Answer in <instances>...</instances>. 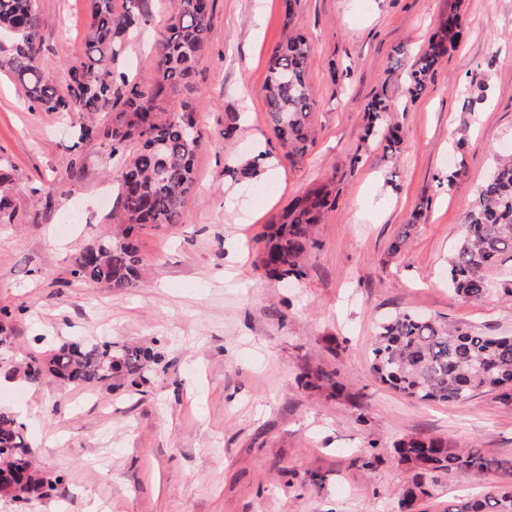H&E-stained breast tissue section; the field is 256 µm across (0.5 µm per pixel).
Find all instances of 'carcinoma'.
<instances>
[{
    "instance_id": "1",
    "label": "carcinoma",
    "mask_w": 512,
    "mask_h": 512,
    "mask_svg": "<svg viewBox=\"0 0 512 512\" xmlns=\"http://www.w3.org/2000/svg\"><path fill=\"white\" fill-rule=\"evenodd\" d=\"M144 0H90V22L84 40V58L67 67L66 91L36 66L40 52L41 17L35 0H0V32L18 42L8 66L28 100L43 112H67L86 118L79 126L81 140L100 139L119 157V209L112 215L120 229L100 236L73 260L71 277L92 281L114 291L139 286L141 260L138 233L179 222L194 184V162L202 144L196 129V104L177 108L162 98L190 87L207 42L213 14L212 0H173L166 32L156 45L155 60L140 81L114 77L112 65L121 54L129 31L145 17ZM461 30L458 19L448 18L410 73L407 89L415 99L427 80L454 47ZM311 56L307 40L292 33L273 50L264 85V101L281 155L294 162L313 142L309 117L313 102L305 74ZM394 104L386 94L376 95L368 107L370 136L379 129L383 150L392 157L401 151L399 128L387 123ZM100 114L112 115L97 120ZM272 153L262 150L232 172L253 178ZM8 170L0 166V223L10 224ZM336 199L315 188L293 200L267 225L257 239V268L269 279L283 281L305 275L303 260L316 246L315 225ZM512 255V156L498 159L477 188L448 257V287L464 300L479 301L489 292L487 270L505 255ZM12 312L0 307V372L17 374L31 385L53 379L72 387H112L121 375L136 390L146 373L161 363L158 353L134 345H117L104 337L94 345L70 339L40 356L29 355L21 364L10 354L12 341L7 320ZM375 379L420 402L448 403L468 399L478 391L495 392L512 405V336H490L469 328L450 326L415 312H399L381 320L370 353ZM305 388H328L340 395L344 387L334 374L317 368L302 374ZM32 446L26 426L9 409H0V497L29 504L65 490L63 473L45 475L32 468ZM402 465L418 470L419 480L405 489L401 512H412L417 500L428 496L423 476L473 471L501 481L481 497L462 501L446 512H512V459L488 457L478 451L448 447L442 439L411 436L395 445Z\"/></svg>"
}]
</instances>
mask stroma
<instances>
[{
    "mask_svg": "<svg viewBox=\"0 0 512 512\" xmlns=\"http://www.w3.org/2000/svg\"><path fill=\"white\" fill-rule=\"evenodd\" d=\"M146 18L114 65L147 73L171 0H145ZM38 68L64 84L82 59L87 0H36ZM464 33L423 93L409 72L450 14ZM307 36L315 141L296 162L275 159L254 179L230 167L276 149L262 87L288 31ZM0 37V162L13 178V221L0 224V307L14 312L17 357L80 337L151 347L163 355L140 390H74L50 381L0 386V407L24 411L35 467L66 473L63 497L27 512H400L417 478L394 445L412 435L512 459V406L492 393L424 404L375 380V324L408 310L491 335L512 336V260L493 288L467 301L446 264L494 158L512 153V0H214L192 89L202 135L196 187L178 224L140 235L138 288L118 293L71 281L81 249L111 232L116 167L100 141H82L75 117L34 109ZM395 104L401 151L366 138L367 105ZM239 126L225 137L229 117ZM328 185L336 206L298 281L255 271V237L294 198ZM402 251L389 255L399 232ZM335 372L340 396L309 391V369ZM377 454L363 469L359 456ZM469 471L427 482L424 512L485 493Z\"/></svg>",
    "mask_w": 512,
    "mask_h": 512,
    "instance_id": "35a3bbf8",
    "label": "stroma"
}]
</instances>
